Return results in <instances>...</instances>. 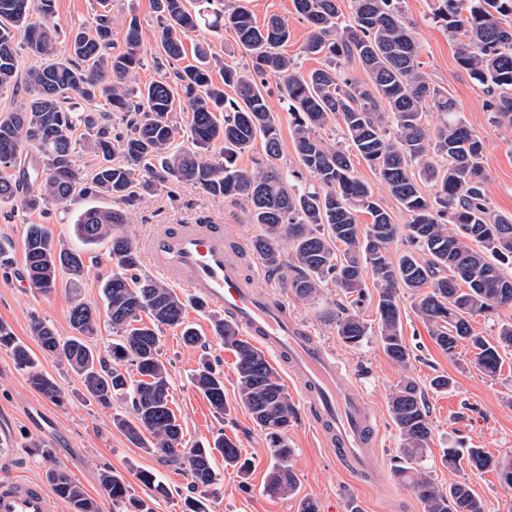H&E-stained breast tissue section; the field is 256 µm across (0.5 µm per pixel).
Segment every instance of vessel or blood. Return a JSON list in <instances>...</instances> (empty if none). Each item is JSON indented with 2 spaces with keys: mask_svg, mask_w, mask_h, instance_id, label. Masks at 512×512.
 <instances>
[{
  "mask_svg": "<svg viewBox=\"0 0 512 512\" xmlns=\"http://www.w3.org/2000/svg\"><path fill=\"white\" fill-rule=\"evenodd\" d=\"M148 264L210 309L223 311L247 335L283 361L316 426L344 469L386 480L372 461L380 429L369 402L336 356L289 315L283 302L247 279L232 255L223 225L155 226L144 243ZM57 499L30 480L0 481V512H58Z\"/></svg>",
  "mask_w": 512,
  "mask_h": 512,
  "instance_id": "1",
  "label": "vessel or blood"
}]
</instances>
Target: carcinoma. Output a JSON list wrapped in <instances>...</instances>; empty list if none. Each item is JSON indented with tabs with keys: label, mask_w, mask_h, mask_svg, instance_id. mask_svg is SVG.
Wrapping results in <instances>:
<instances>
[{
	"label": "carcinoma",
	"mask_w": 512,
	"mask_h": 512,
	"mask_svg": "<svg viewBox=\"0 0 512 512\" xmlns=\"http://www.w3.org/2000/svg\"><path fill=\"white\" fill-rule=\"evenodd\" d=\"M349 2L352 24L343 26L339 0H293L311 27L303 53L325 61L306 73L279 51L290 36L284 21L272 17L259 27L247 7L229 6L213 27L232 29L249 62L224 68L222 82L216 83L209 50L198 47L196 63L174 71L184 93L178 100L165 76L142 87L132 84L134 71L144 65L136 18L128 23L124 51L111 52L112 28L102 14L72 36L69 59L56 62L60 31L51 21L54 0H39L34 10L30 0H0V91L17 87L18 44L44 60L26 72L19 106L0 113V202L19 198L35 210L51 202L68 206L83 197L111 199L110 207L85 209L74 228L86 245L109 242L110 258L120 269L101 284L115 333L104 352L88 344L96 335L98 315L78 297L70 309L75 335L56 336L38 316L31 319L30 333L44 352L64 357L87 396L106 407L116 398L124 400L129 416L114 418L115 426L135 446L189 471L192 489L201 494L217 483L216 456L242 478L251 460L222 432L184 447L182 426L169 405L171 376L161 357V333L178 329L189 346L200 343L201 336L186 321L179 295L139 274L138 243L120 230L131 223V208L144 194L184 184L245 202L251 222L261 228L251 250L303 301L316 303L331 281L357 304L366 294V276H372L378 339L385 355L399 365H407L412 355L401 331L402 289L414 297L417 315L442 351L451 354L468 340L479 368L495 374L503 363L500 350L512 348L511 321L500 323L492 342L475 335L470 324L475 316L512 306V277L501 272V265L512 266V214L489 206L485 141L460 116L448 91L422 71L420 45L402 21L399 0ZM154 5L161 24L157 55L177 62L184 55L182 36L199 27L201 14L189 11L183 0H154ZM432 20L455 39L457 62L488 95L493 121L512 128V0H434ZM355 62L367 79L346 73ZM272 75L285 77L279 92L291 116L297 158L287 169L277 165L281 136L267 100V77ZM76 96H99L112 111L129 113L125 130L114 133L102 115L77 110ZM176 110L186 113L191 149L174 147L177 126L169 114ZM430 112L439 116L434 127L427 124ZM332 121L344 130L343 148L317 134ZM80 126L88 136L78 141L73 132ZM258 139L265 157L248 170L237 167V157ZM24 143L35 148V156L23 155ZM217 143L224 150L213 156L210 149ZM80 150L94 156L92 169L76 163ZM115 156L120 157L117 163L112 162ZM355 156L378 174L408 218L411 249L398 256L390 254L397 235L391 212L355 174ZM423 181L431 191L422 190ZM360 213L371 217L362 233ZM24 251L28 278L43 292L56 287L62 271L74 284L85 276L82 253L55 243L41 224L28 225ZM321 315L348 346L357 348L367 338L368 327L356 312L323 310ZM211 320L215 335L235 356V403L270 441L274 464L264 492L294 496L288 427L296 412L288 394L262 349L224 317ZM0 347L10 350L35 390L62 402L56 382L2 322ZM193 383L215 412L227 411L224 375L209 361L200 363ZM389 406L401 437L395 473L423 512H483L466 482L443 488L427 470L433 427L418 382L403 378ZM43 455L50 463L46 477L71 512H99L97 502L54 462L52 451L45 449ZM464 456L477 470H497L501 482L512 488V458L501 460L481 448L456 444L444 449L441 462L456 471ZM101 485L114 512H153L129 493L120 476L107 471Z\"/></svg>",
	"instance_id": "cac0c4a2"
}]
</instances>
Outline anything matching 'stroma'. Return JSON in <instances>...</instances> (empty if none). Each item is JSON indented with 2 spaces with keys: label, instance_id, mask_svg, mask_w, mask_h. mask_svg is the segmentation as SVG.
Masks as SVG:
<instances>
[{
  "label": "stroma",
  "instance_id": "stroma-1",
  "mask_svg": "<svg viewBox=\"0 0 512 512\" xmlns=\"http://www.w3.org/2000/svg\"><path fill=\"white\" fill-rule=\"evenodd\" d=\"M243 3L257 23H264L273 15L287 23L291 36L283 51L299 62L302 71L322 66L321 57L302 52L310 28L296 13L293 0ZM400 6L405 23L420 43L424 72L456 100L465 121L486 143L484 167L491 208L499 213H512V130L492 121L482 86L459 66L454 40L432 19L433 0H401ZM99 14L110 16L112 44L118 51L125 48L130 18L139 21L145 64L134 76L136 84L143 85L164 75V66L154 59L160 27L152 0H55L52 21L66 32L88 24ZM205 41L210 43L213 53V80H220L225 67L245 64L246 56L232 30L217 35L205 26L184 36L185 63L193 62L196 45ZM98 203V198L91 197L66 208L52 204L44 211L23 208L18 201L0 204V322L7 324L16 338L37 356L42 369L64 394L59 403L44 397L28 384L11 352L0 348V476L45 480L48 464L41 451L49 448L56 462L97 501L100 512H112V502L100 483V475L106 470L121 476L134 496L148 500L153 512H181L189 493L190 476L165 463L160 456L131 444L113 425L114 416L128 413L125 402L117 399L104 407L86 399L79 377L65 362L43 353L30 334V319L36 315L50 324L58 336H70V309L78 297L93 306L99 317L93 344L102 349L111 341L112 329L99 284L111 275L114 264L106 245L83 246L74 232L78 215ZM202 217L222 224L225 234L245 247L259 233L258 227L250 222L245 204L191 186H178L171 192L163 189L137 201L126 230L141 241L153 225L192 224ZM30 224L44 225L55 241L83 249L88 275L79 286H72L63 276L49 293L27 284L24 235ZM265 278L289 314L336 354L349 371L352 384L362 390L371 404L381 427L375 463L387 470L389 476L386 482L375 484L339 466L329 447L317 436L294 382L284 373L280 380L297 414L288 429V443L294 450L291 466L298 494L286 498L266 496L263 484L272 464L266 434L238 406H231L223 416L215 413L192 383L195 369L206 356L221 364L225 395L233 394L236 374L233 353L224 348L212 330L211 309L191 303L187 306V319L207 341L202 346H188L178 331L164 330L161 356L171 372L170 406L183 428L186 444L212 438L221 431L236 442L243 456L252 460V470L244 478L226 469L223 461H216L219 480L205 499L207 512H298V500L303 496L312 498L319 512H423L413 492L392 474L401 439L388 401L394 387L406 376L419 382L430 412V458L435 482L445 487L466 478L485 512H512V488L504 487L496 472L466 466L451 472L441 463L443 448L455 442L485 449L497 457H512V349L504 354L500 371L493 375L478 367L468 343L459 344L455 355H447L416 314L413 297L404 292L400 295L401 329L412 356L408 366L402 367L384 354L377 340L375 288H368L357 308L368 326V337L361 347L353 348L343 343L335 327L318 313L323 306L334 311L349 306V299L339 288L328 286L320 304L315 305L295 297L276 274L266 273ZM439 375L451 378L453 387L445 392L432 389L429 382ZM143 470L157 476L166 486L167 496L153 495L139 481L138 474Z\"/></svg>",
  "mask_w": 512,
  "mask_h": 512
}]
</instances>
